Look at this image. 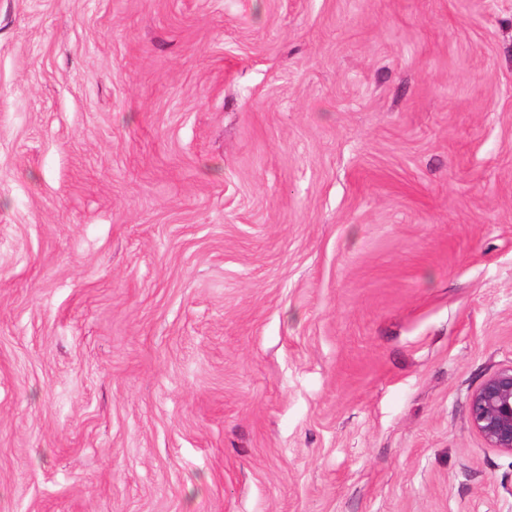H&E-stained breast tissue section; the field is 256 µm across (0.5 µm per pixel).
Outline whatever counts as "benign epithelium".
Masks as SVG:
<instances>
[{"label": "benign epithelium", "instance_id": "benign-epithelium-1", "mask_svg": "<svg viewBox=\"0 0 512 512\" xmlns=\"http://www.w3.org/2000/svg\"><path fill=\"white\" fill-rule=\"evenodd\" d=\"M468 418L488 447L512 456V363L497 368L470 394Z\"/></svg>", "mask_w": 512, "mask_h": 512}]
</instances>
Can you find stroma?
<instances>
[{"label":"stroma","instance_id":"35a3bbf8","mask_svg":"<svg viewBox=\"0 0 512 512\" xmlns=\"http://www.w3.org/2000/svg\"><path fill=\"white\" fill-rule=\"evenodd\" d=\"M512 0H0V512H512ZM468 418L489 448L512 457V362L497 368L470 394Z\"/></svg>","mask_w":512,"mask_h":512}]
</instances>
